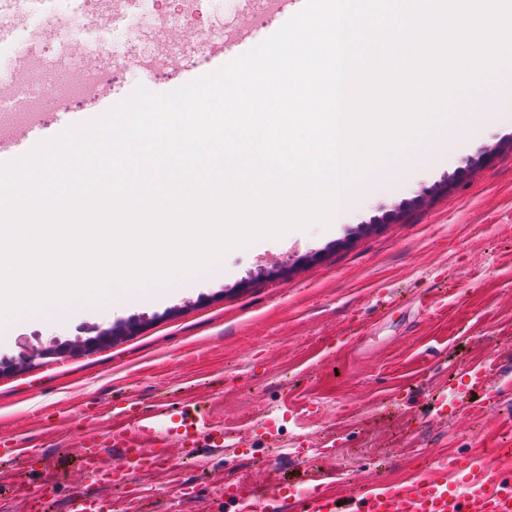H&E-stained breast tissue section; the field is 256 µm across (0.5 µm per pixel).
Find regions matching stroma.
<instances>
[{"instance_id": "1", "label": "stroma", "mask_w": 512, "mask_h": 512, "mask_svg": "<svg viewBox=\"0 0 512 512\" xmlns=\"http://www.w3.org/2000/svg\"><path fill=\"white\" fill-rule=\"evenodd\" d=\"M249 0H198L182 30L233 33ZM81 0L0 13L10 36L0 62L36 78L83 65L74 43L114 55L148 52L171 35L155 14L86 22ZM173 78L130 72L101 92L106 111L136 86L162 95L217 70L171 61ZM222 275L151 286L156 302L129 290L123 305L74 304L63 320L15 319L0 339V440L45 451L59 484L45 512L98 491L112 512H239L248 501L291 512L268 493L295 492L319 475L342 477L341 499L415 475L444 453L512 444V112L473 135L466 153L418 178L394 180L333 233L320 226L287 240L228 253ZM139 323L133 336L87 350L94 328ZM492 369L500 401L472 395L455 413L438 401L474 362ZM155 406L141 446L156 465L124 487H94L79 436L103 433L134 402ZM191 407L219 446L183 448L176 428ZM192 486V497L180 493Z\"/></svg>"}]
</instances>
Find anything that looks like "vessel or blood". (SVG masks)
I'll list each match as a JSON object with an SVG mask.
<instances>
[{
    "mask_svg": "<svg viewBox=\"0 0 512 512\" xmlns=\"http://www.w3.org/2000/svg\"><path fill=\"white\" fill-rule=\"evenodd\" d=\"M32 130V125L28 124L17 131H0V162L16 159L29 151L34 145L29 137ZM486 373L484 364L471 365L455 388L456 396L484 388ZM150 428L151 409L142 404L136 413L129 415L127 423L113 426L106 435L85 432L83 442L91 449L85 460L86 472L108 486L127 484L150 463L142 449L134 445L132 436ZM103 443L119 454L121 466L106 463L98 450ZM493 460L498 463L494 469L489 466ZM299 503L303 512H512V448L450 453L440 459L437 474L363 491L344 508L339 506L337 496L316 485ZM67 507L68 512H109L106 498L98 495L72 496Z\"/></svg>",
    "mask_w": 512,
    "mask_h": 512,
    "instance_id": "1",
    "label": "vessel or blood"
}]
</instances>
